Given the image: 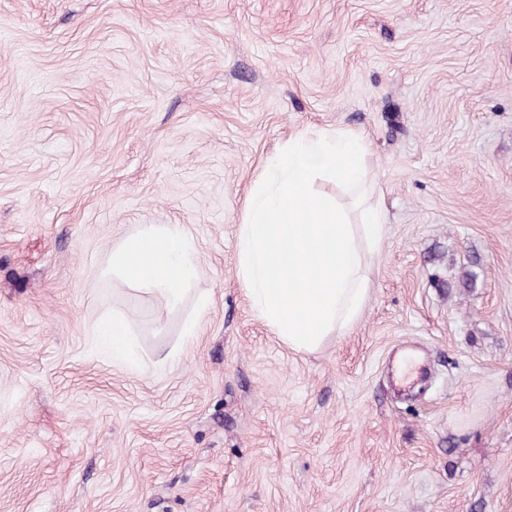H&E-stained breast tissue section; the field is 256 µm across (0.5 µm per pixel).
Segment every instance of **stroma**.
Returning a JSON list of instances; mask_svg holds the SVG:
<instances>
[{
    "label": "stroma",
    "mask_w": 512,
    "mask_h": 512,
    "mask_svg": "<svg viewBox=\"0 0 512 512\" xmlns=\"http://www.w3.org/2000/svg\"><path fill=\"white\" fill-rule=\"evenodd\" d=\"M336 128L385 234L299 353L237 230ZM140 224L195 244L177 307L99 277ZM0 512H512V0H0ZM135 326L131 320L120 312L112 313V320L98 324L94 336L112 350L114 360H126L131 355L132 336Z\"/></svg>",
    "instance_id": "35a3bbf8"
}]
</instances>
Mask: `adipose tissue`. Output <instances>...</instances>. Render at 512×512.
I'll return each instance as SVG.
<instances>
[{
  "mask_svg": "<svg viewBox=\"0 0 512 512\" xmlns=\"http://www.w3.org/2000/svg\"><path fill=\"white\" fill-rule=\"evenodd\" d=\"M192 239L177 224H142L112 249L105 274L146 293L161 292L173 303L197 276ZM95 336L107 345L116 360L131 355L135 327L122 313L98 324Z\"/></svg>",
  "mask_w": 512,
  "mask_h": 512,
  "instance_id": "adipose-tissue-1",
  "label": "adipose tissue"
}]
</instances>
